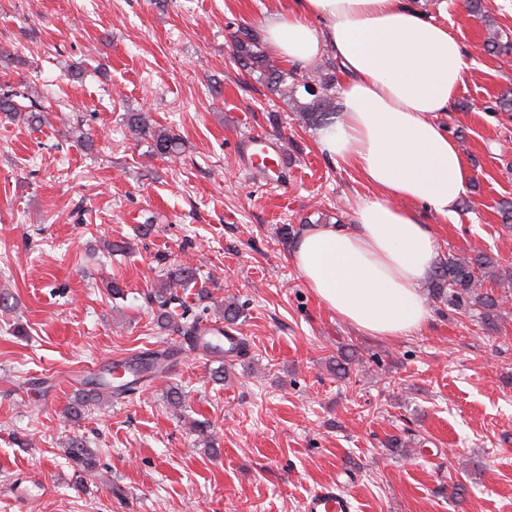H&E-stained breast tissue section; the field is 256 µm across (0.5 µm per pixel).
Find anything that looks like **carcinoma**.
<instances>
[{
    "label": "carcinoma",
    "mask_w": 512,
    "mask_h": 512,
    "mask_svg": "<svg viewBox=\"0 0 512 512\" xmlns=\"http://www.w3.org/2000/svg\"><path fill=\"white\" fill-rule=\"evenodd\" d=\"M233 58L242 69L250 74H259V80L279 97L291 104L296 121L303 127L324 125L336 115V93L333 92L335 63L318 66L313 70L283 69L272 63L256 38L248 29L238 31L232 40ZM20 93L14 87L0 85V114L15 121L24 119L31 123H42L47 117L41 111V105L30 101V105L20 108L16 98ZM129 131L139 140L148 144V153L160 157H176L182 153V140L165 127L154 123L150 116L142 112H130L125 117ZM498 260L481 251L469 254L448 253L434 268L427 286L428 295L452 307H479L483 310L484 320L492 324L501 308L499 298L486 288V283L499 278L501 284L512 288V274H500L496 264ZM196 269L184 263H170L160 275V279L148 292V303L156 308L157 322L160 328L174 330L190 342L192 348H204L211 352H221V345L210 340L202 341L200 321L191 318L188 311L177 313L172 305L178 301L177 289L196 286ZM166 355L152 352L147 363L132 366L125 365L132 379L117 385L99 376L86 382L88 389L78 394L67 409V417L76 419L85 413L86 408L94 406L112 396H121L134 391L144 375L165 368ZM65 455L85 472L96 466V455L80 439H72Z\"/></svg>",
    "instance_id": "obj_1"
}]
</instances>
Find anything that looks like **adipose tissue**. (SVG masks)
Listing matches in <instances>:
<instances>
[{
	"instance_id": "1",
	"label": "adipose tissue",
	"mask_w": 512,
	"mask_h": 512,
	"mask_svg": "<svg viewBox=\"0 0 512 512\" xmlns=\"http://www.w3.org/2000/svg\"><path fill=\"white\" fill-rule=\"evenodd\" d=\"M262 33L294 67L338 61L340 108L317 130V149L379 191L359 202L352 226L321 224L297 239L291 260L303 284L370 335L424 332L423 285L437 260L424 218L457 223L471 182L458 141L434 116L452 111L468 52L409 0H292L288 11L270 9Z\"/></svg>"
}]
</instances>
